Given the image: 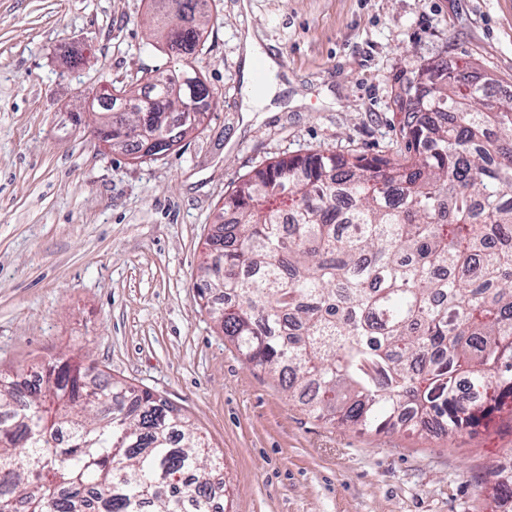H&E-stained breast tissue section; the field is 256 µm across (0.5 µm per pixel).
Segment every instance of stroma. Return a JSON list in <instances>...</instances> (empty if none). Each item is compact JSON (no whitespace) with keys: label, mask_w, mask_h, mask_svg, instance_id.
<instances>
[{"label":"stroma","mask_w":512,"mask_h":512,"mask_svg":"<svg viewBox=\"0 0 512 512\" xmlns=\"http://www.w3.org/2000/svg\"><path fill=\"white\" fill-rule=\"evenodd\" d=\"M208 0L195 65L218 94L201 129L133 160L79 104L173 60L151 0H0V370L67 354L188 415L224 454L229 512H494L512 454L487 419L449 438L348 432L248 364L199 305L198 266L239 179L313 150L393 157L400 81L440 58L512 90V0ZM286 91L243 111V29Z\"/></svg>","instance_id":"1"}]
</instances>
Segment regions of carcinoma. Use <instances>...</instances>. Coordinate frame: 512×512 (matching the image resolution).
Masks as SVG:
<instances>
[{
  "label": "carcinoma",
  "mask_w": 512,
  "mask_h": 512,
  "mask_svg": "<svg viewBox=\"0 0 512 512\" xmlns=\"http://www.w3.org/2000/svg\"><path fill=\"white\" fill-rule=\"evenodd\" d=\"M206 0H153L178 65L104 90L112 150L182 141L210 88L195 63ZM433 61L408 81L404 149L317 150L249 172L224 197L200 297L247 362L309 414L349 430L448 437L498 413L512 425V91ZM193 96L194 114L178 111ZM20 394L0 373V512H209L224 462L189 418L127 381L54 365Z\"/></svg>",
  "instance_id": "carcinoma-1"
}]
</instances>
